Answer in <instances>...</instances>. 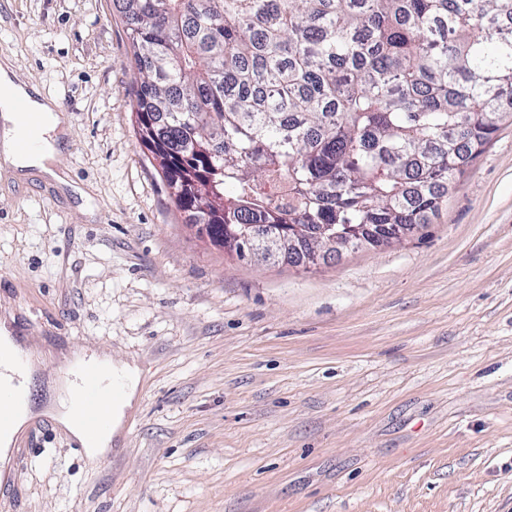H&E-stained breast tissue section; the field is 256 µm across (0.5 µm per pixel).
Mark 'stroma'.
<instances>
[{
    "instance_id": "1",
    "label": "stroma",
    "mask_w": 512,
    "mask_h": 512,
    "mask_svg": "<svg viewBox=\"0 0 512 512\" xmlns=\"http://www.w3.org/2000/svg\"><path fill=\"white\" fill-rule=\"evenodd\" d=\"M3 56L68 114L76 189L0 178V316L141 378L103 457L27 428L17 512H512V122L402 242L257 265L141 144L116 0H0Z\"/></svg>"
}]
</instances>
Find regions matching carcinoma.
Returning a JSON list of instances; mask_svg holds the SVG:
<instances>
[{"mask_svg":"<svg viewBox=\"0 0 512 512\" xmlns=\"http://www.w3.org/2000/svg\"><path fill=\"white\" fill-rule=\"evenodd\" d=\"M174 200L247 224L428 223L512 116V0H121Z\"/></svg>","mask_w":512,"mask_h":512,"instance_id":"obj_1","label":"carcinoma"}]
</instances>
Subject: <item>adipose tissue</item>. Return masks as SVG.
I'll use <instances>...</instances> for the list:
<instances>
[{"label": "adipose tissue", "instance_id": "1", "mask_svg": "<svg viewBox=\"0 0 512 512\" xmlns=\"http://www.w3.org/2000/svg\"><path fill=\"white\" fill-rule=\"evenodd\" d=\"M20 99L26 101L32 111L39 113L43 122L39 143L25 154L18 153L15 146L17 137L24 130V120L15 110V103ZM69 130V117L54 99L43 96L35 87L17 84L9 62L0 63V165L19 171L34 168L58 185H68V176L58 159L67 145ZM82 361L83 356L79 352L64 355V369L49 411L59 425L85 448L87 455L94 458L107 451L126 414L133 409L140 371L136 362L102 357V364L110 367L113 376L121 381L124 393L110 414L108 427L90 438L74 413L73 381L70 377L73 368Z\"/></svg>", "mask_w": 512, "mask_h": 512}]
</instances>
